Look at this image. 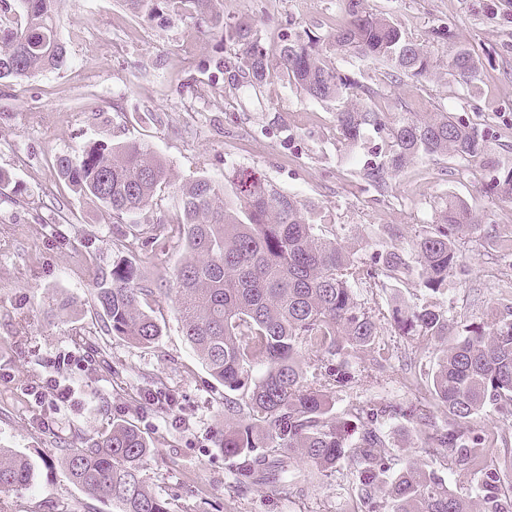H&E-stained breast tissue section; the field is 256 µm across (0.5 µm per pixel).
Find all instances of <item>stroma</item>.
Here are the masks:
<instances>
[{
  "mask_svg": "<svg viewBox=\"0 0 512 512\" xmlns=\"http://www.w3.org/2000/svg\"><path fill=\"white\" fill-rule=\"evenodd\" d=\"M366 6L424 42L432 75H386L337 54L329 39L344 18L341 0H223L225 20L252 19L269 54H276L282 32L316 36L326 63L373 88L387 111L471 118L493 158L512 165V0H367ZM56 22L67 65L26 81H0V174L9 180L0 188V448L25 453L37 465L33 484L0 499V512H110L70 482L57 457L117 419L149 442L143 475L172 512H358L360 485L346 463L305 489L273 494L237 484L235 464L220 445L224 387L187 342L169 294L172 273L186 256L175 232L180 186L204 176L223 184L230 202L234 188L224 175L245 170L315 202L328 231L362 256L396 243L409 261L413 240L433 224L448 195L465 199L484 225L504 235L512 233V206L484 192L488 173L481 163L460 165L449 157L416 161L378 194L359 172L381 146V134L370 130L358 146L342 144L335 103L310 100L286 82L258 95L229 91L208 63L234 49L219 46L195 19L137 17L120 0H60ZM442 26L480 57L473 87L449 74L451 45L433 36ZM97 140H145L165 160L170 180L144 215L165 223L161 238L135 239L128 224L57 178L58 157ZM392 229L398 241H391ZM459 248L462 263L446 290L431 297L414 281L364 290L367 311L378 316L430 299L447 310L454 335L490 320L512 285V270L475 235H464ZM120 250L142 270L149 291L143 308L161 327L148 345L106 334L94 302V274L110 268ZM379 335L382 364L368 354L351 356L356 380L334 393V415L381 398L405 407L428 400L439 360L434 344L398 335L386 319ZM50 379L67 388L66 401L50 391L33 396ZM382 432L394 469L420 457L454 491L475 497L472 474L413 448L409 421H387Z\"/></svg>",
  "mask_w": 512,
  "mask_h": 512,
  "instance_id": "obj_1",
  "label": "stroma"
}]
</instances>
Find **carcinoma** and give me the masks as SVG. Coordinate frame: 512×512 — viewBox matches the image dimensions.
<instances>
[{
	"label": "carcinoma",
	"instance_id": "obj_1",
	"mask_svg": "<svg viewBox=\"0 0 512 512\" xmlns=\"http://www.w3.org/2000/svg\"><path fill=\"white\" fill-rule=\"evenodd\" d=\"M122 2L138 15L196 19L236 47L234 60H213L233 90L245 83L260 90L286 80L312 100L340 104L336 131L345 144H358L370 127L385 133V147L360 172L381 195L390 176L422 157L449 155L470 163L490 153L475 125L451 112L422 119L414 112L358 107L356 84L321 62L318 40L307 33L282 34L272 59L250 20H224L219 0ZM56 3L27 0L18 18L16 0H0V63L6 65L0 80L22 81L66 64ZM343 6L349 20L330 35L336 53L410 77L431 73L425 44L389 17L370 12L365 0H343ZM448 73L469 86L480 74L479 60L457 44L448 54ZM56 170L76 194L128 224L141 223L156 190L169 179L160 154L142 141L90 143L58 158ZM231 177L232 204L224 200L223 187L207 177L181 186L187 258L173 273V286L184 335L210 376L224 385V455L236 462L240 482L274 488L290 474L307 478L294 468L300 458L321 475L346 461L356 466L360 512H512L508 472L487 462L499 438L471 427L487 408L512 421L511 298L500 303L491 327L477 324L451 339L448 313L431 303L393 310L390 318L404 335L425 336L440 348L433 404L353 405L356 438L331 416L332 394L354 379L343 356L380 349L377 322L360 302L358 288L417 278L429 293H439L460 265V235L483 233L497 260L510 268L512 236L479 223L468 203L450 194L436 223L414 240L415 264L396 247L366 259L337 235L319 231L314 202L244 171L234 169ZM486 190L512 204V167L497 166ZM141 281L140 268L118 254L110 269L96 274L93 294L107 334L151 344L161 328L142 308L147 289ZM306 353L321 361L320 377L312 382ZM436 409L445 415L441 426L434 420ZM389 416L411 420L417 447L432 448L449 465L477 475L478 509L423 463L410 461L384 477L391 463L377 422ZM151 452L132 424L116 420L80 447L60 449L58 462L84 495L112 506V512H171L143 477ZM35 469L30 458L0 448V495L31 485Z\"/></svg>",
	"mask_w": 512,
	"mask_h": 512
}]
</instances>
